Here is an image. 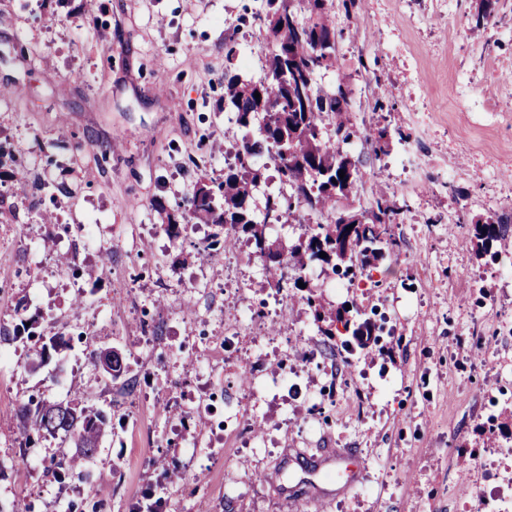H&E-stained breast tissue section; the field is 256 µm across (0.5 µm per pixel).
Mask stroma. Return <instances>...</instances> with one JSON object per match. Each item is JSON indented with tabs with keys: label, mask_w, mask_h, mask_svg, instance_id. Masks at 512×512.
Here are the masks:
<instances>
[{
	"label": "stroma",
	"mask_w": 512,
	"mask_h": 512,
	"mask_svg": "<svg viewBox=\"0 0 512 512\" xmlns=\"http://www.w3.org/2000/svg\"><path fill=\"white\" fill-rule=\"evenodd\" d=\"M263 9L0 0V512H148V489L165 512H466L471 489L512 496V279L494 257L512 237L468 243L473 221L512 216V0L481 27L475 0H333L337 64L318 84L352 89L357 129L392 133L355 201L405 206L375 285L308 279L382 325L354 356L291 286L275 291L252 243L198 254L215 225L182 218L175 239L156 209L181 215L197 181L223 176L241 137L224 68L262 76ZM260 312L267 336L213 360L225 325ZM107 347L120 378L88 359ZM31 396L107 414L83 480L47 473L58 440L19 447ZM344 449L362 467L351 489L328 475Z\"/></svg>",
	"instance_id": "35a3bbf8"
}]
</instances>
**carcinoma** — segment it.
Instances as JSON below:
<instances>
[{
    "label": "carcinoma",
    "mask_w": 512,
    "mask_h": 512,
    "mask_svg": "<svg viewBox=\"0 0 512 512\" xmlns=\"http://www.w3.org/2000/svg\"><path fill=\"white\" fill-rule=\"evenodd\" d=\"M498 0H479L476 24H489ZM265 24L271 53L267 72L257 80L244 79L230 67L224 69V103L234 112L242 131L241 142L232 160L224 164L221 180L199 181L186 199L189 215L219 227L206 245L210 251L224 237V247L236 244L244 234L259 251L276 250L280 257L272 266L283 277L282 267L294 272V281L303 280V270L319 264L332 271L345 267L352 272L350 282L385 259L398 246L389 227L397 223L402 208L395 198L380 193L371 208L342 209L341 200L356 196L364 173L362 161L342 149L356 136L350 118L353 104L349 93L338 86L321 88L317 75L336 65L338 34L329 15L328 0H265ZM260 97H254L255 93ZM373 151L388 145L387 128L371 129L364 135ZM271 154L281 182L291 190L284 203L274 194L266 196L264 214L249 208L248 197L263 181L257 156ZM345 177H339V173ZM334 214L328 224H313L307 233L285 246L269 239L266 225L301 221L302 212ZM508 234L502 219L476 221L470 241L478 252ZM327 257H320V253ZM313 314L323 336L340 334L347 352L371 345L372 323L356 305L334 308L322 295L306 288L301 296ZM19 434L24 444L32 435H48L65 443L80 440L75 453L50 460L49 469L63 483L81 479L77 460L98 452L99 440L107 424L106 415L77 408L71 403L46 404L33 399L18 409Z\"/></svg>",
    "instance_id": "cac0c4a2"
}]
</instances>
